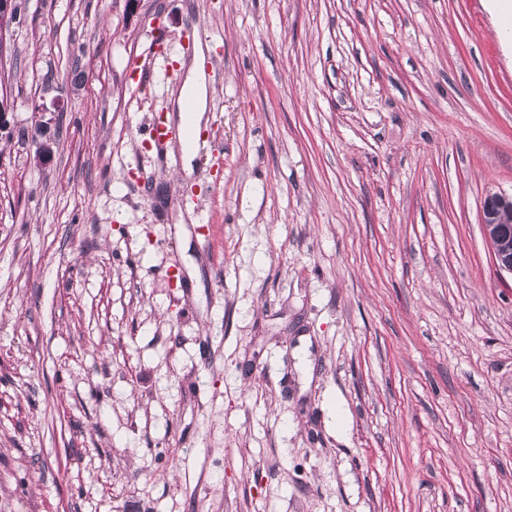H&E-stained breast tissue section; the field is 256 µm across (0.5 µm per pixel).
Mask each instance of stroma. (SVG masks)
<instances>
[{"label":"stroma","mask_w":512,"mask_h":512,"mask_svg":"<svg viewBox=\"0 0 512 512\" xmlns=\"http://www.w3.org/2000/svg\"><path fill=\"white\" fill-rule=\"evenodd\" d=\"M497 22L486 0H28L0 63V512H512ZM198 51L188 174L143 131L177 128ZM191 99L194 103V112L191 101L186 100L183 110V101ZM210 99V88L206 75L203 70L196 64L190 67L182 85L180 96L177 101V120L180 125L191 123L192 125H185L181 129L179 135L184 141H191L199 143L201 140V133L197 128H200L203 123L208 121V102ZM31 142L35 147V159L41 165L51 161L56 145L51 129L40 122H35L31 129ZM505 212L510 216L508 221ZM482 224L498 268L512 274V194H488L483 203Z\"/></svg>","instance_id":"obj_1"}]
</instances>
